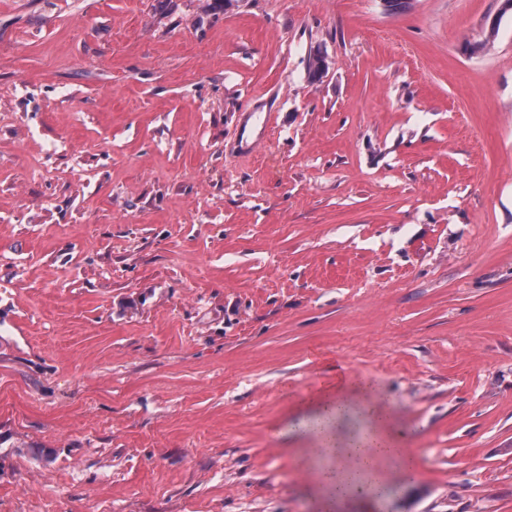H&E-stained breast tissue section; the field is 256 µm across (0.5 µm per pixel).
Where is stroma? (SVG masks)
<instances>
[{
	"label": "stroma",
	"instance_id": "1",
	"mask_svg": "<svg viewBox=\"0 0 512 512\" xmlns=\"http://www.w3.org/2000/svg\"><path fill=\"white\" fill-rule=\"evenodd\" d=\"M340 371L512 512L502 0H0V512H316Z\"/></svg>",
	"mask_w": 512,
	"mask_h": 512
}]
</instances>
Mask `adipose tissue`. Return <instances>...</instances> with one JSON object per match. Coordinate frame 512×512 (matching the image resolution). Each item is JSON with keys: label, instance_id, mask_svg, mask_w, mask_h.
<instances>
[{"label": "adipose tissue", "instance_id": "ef3b65f1", "mask_svg": "<svg viewBox=\"0 0 512 512\" xmlns=\"http://www.w3.org/2000/svg\"><path fill=\"white\" fill-rule=\"evenodd\" d=\"M353 415L363 418L367 429L347 437L334 435V424ZM390 425V411L379 404L371 384L360 379L340 377L316 395L312 413L297 421L294 429L317 433L322 455L336 461L335 471L323 472L319 478L326 489L318 501L320 512H333L348 499L379 492L372 478L376 463L400 454L389 434Z\"/></svg>", "mask_w": 512, "mask_h": 512}]
</instances>
